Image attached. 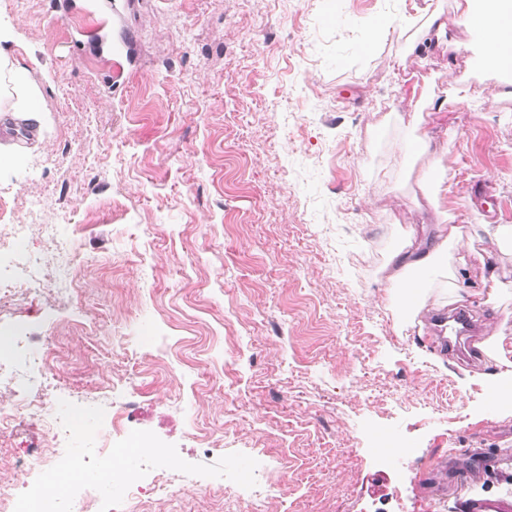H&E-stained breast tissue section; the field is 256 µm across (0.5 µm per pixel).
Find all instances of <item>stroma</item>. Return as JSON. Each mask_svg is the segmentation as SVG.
Here are the masks:
<instances>
[{"instance_id": "1", "label": "stroma", "mask_w": 512, "mask_h": 512, "mask_svg": "<svg viewBox=\"0 0 512 512\" xmlns=\"http://www.w3.org/2000/svg\"><path fill=\"white\" fill-rule=\"evenodd\" d=\"M0 0V55L40 93L39 129L0 124V224L42 231L0 250V277L35 273L37 304L0 310V365L25 389L134 415L190 463L257 460L253 496L187 476L129 512H461L512 501L511 370L443 356L427 311L464 307L478 339L512 332V95L475 74L456 0ZM444 37L424 33L428 9ZM431 142L415 150V138ZM488 256L464 289L406 315L382 268L417 224L414 175ZM72 279L80 299L57 294ZM30 339L17 354L15 329ZM33 430L0 435V486L24 482ZM406 453L379 452L378 436ZM497 465L426 494L434 459ZM467 512H511L512 501L502 499H467L464 501Z\"/></svg>"}]
</instances>
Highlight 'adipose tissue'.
I'll use <instances>...</instances> for the list:
<instances>
[{
    "label": "adipose tissue",
    "mask_w": 512,
    "mask_h": 512,
    "mask_svg": "<svg viewBox=\"0 0 512 512\" xmlns=\"http://www.w3.org/2000/svg\"><path fill=\"white\" fill-rule=\"evenodd\" d=\"M463 15L469 21L488 23L484 37L476 43L477 65L512 80V0H464ZM0 73L11 85L7 111L27 126L38 124L39 109L33 103L38 89L29 83L25 69L0 56ZM434 223L436 233L427 242L422 241L418 225H399L401 244L385 267L387 281L405 288L413 300L428 286L421 278L423 271L438 273L445 287L451 288L457 270L467 268L475 258L474 252L464 246V225L449 223L447 214L438 211Z\"/></svg>",
    "instance_id": "ef3b65f1"
}]
</instances>
